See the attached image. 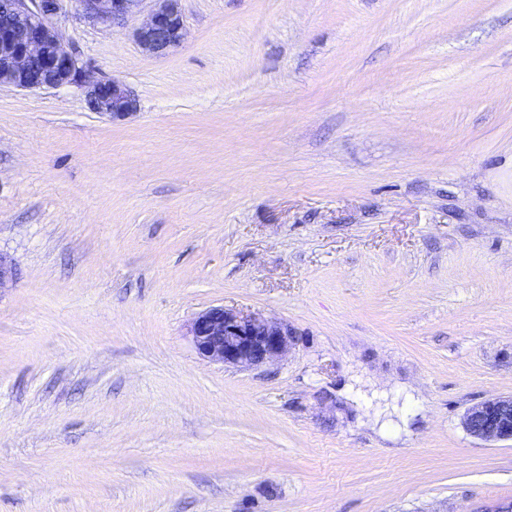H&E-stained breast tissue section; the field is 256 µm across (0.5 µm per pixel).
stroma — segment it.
Here are the masks:
<instances>
[{
  "label": "stroma",
  "mask_w": 512,
  "mask_h": 512,
  "mask_svg": "<svg viewBox=\"0 0 512 512\" xmlns=\"http://www.w3.org/2000/svg\"><path fill=\"white\" fill-rule=\"evenodd\" d=\"M57 26L137 112L0 89V512H473L512 442V0H181ZM224 306L280 361L203 360ZM153 2L155 8L132 36L143 53L161 56L180 46L186 34L179 0ZM189 335L204 360L241 368H258L286 355L294 340L287 324L224 306L199 313ZM462 426L471 437L491 442H512V396L489 398L469 407Z\"/></svg>",
  "instance_id": "35a3bbf8"
}]
</instances>
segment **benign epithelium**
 Returning a JSON list of instances; mask_svg holds the SVG:
<instances>
[{
  "label": "benign epithelium",
  "instance_id": "benign-epithelium-1",
  "mask_svg": "<svg viewBox=\"0 0 512 512\" xmlns=\"http://www.w3.org/2000/svg\"><path fill=\"white\" fill-rule=\"evenodd\" d=\"M65 0H5L8 21L0 24V88L40 90L70 84L85 88L89 107L112 118L137 111L134 92L115 78H96L61 38L55 19ZM81 14L122 27L142 0H73ZM155 8L132 36L140 50L166 55L180 46L185 29L179 0H153ZM189 335L204 360L258 368L286 355L294 340L287 324L258 314L215 306L198 314ZM462 426L471 437L512 442V396L489 398L469 407Z\"/></svg>",
  "mask_w": 512,
  "mask_h": 512
}]
</instances>
